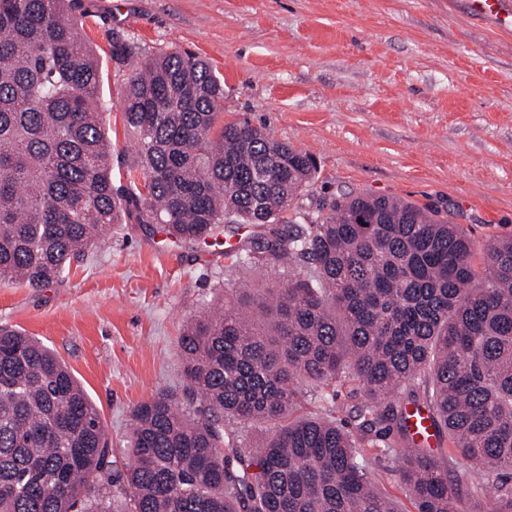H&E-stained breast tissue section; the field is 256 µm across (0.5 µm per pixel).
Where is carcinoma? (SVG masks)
<instances>
[{"label":"carcinoma","instance_id":"carcinoma-1","mask_svg":"<svg viewBox=\"0 0 512 512\" xmlns=\"http://www.w3.org/2000/svg\"><path fill=\"white\" fill-rule=\"evenodd\" d=\"M82 0H0V284L37 287L114 224H163L195 243L256 228L236 262L286 276L233 288L179 339L193 413L160 393L132 413L123 499L103 492L100 413L56 354L0 329V512H400L374 457L393 455L415 512H486L453 469L512 512V231L481 245L428 206L359 193L294 202L313 158L249 123L220 121L224 80L173 47L135 61L120 103L135 145L112 180L101 69ZM356 385L359 400L295 415ZM426 408L440 462L413 446ZM259 432L252 441L244 427Z\"/></svg>","mask_w":512,"mask_h":512}]
</instances>
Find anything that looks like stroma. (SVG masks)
<instances>
[{"label":"stroma","instance_id":"stroma-1","mask_svg":"<svg viewBox=\"0 0 512 512\" xmlns=\"http://www.w3.org/2000/svg\"><path fill=\"white\" fill-rule=\"evenodd\" d=\"M100 94L121 96L108 31L152 53L171 46L224 78L227 122H249L313 155L303 209L338 193L394 196L446 212L471 238L512 229V31L465 0H90ZM251 227L182 243L161 224H116L58 282L0 285V328L51 348L99 411L112 494L124 486L134 407L175 393L195 404L178 340L229 288L276 270L233 266Z\"/></svg>","mask_w":512,"mask_h":512}]
</instances>
